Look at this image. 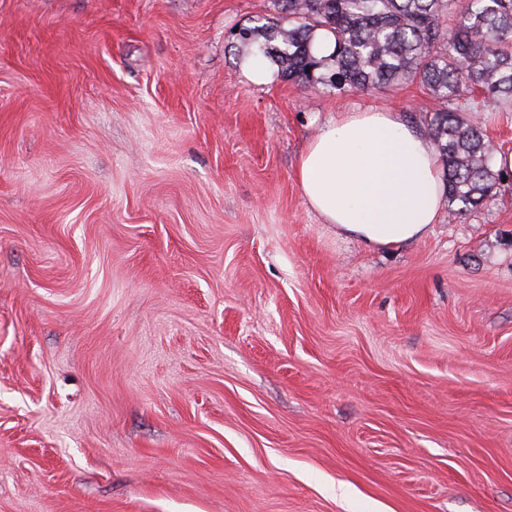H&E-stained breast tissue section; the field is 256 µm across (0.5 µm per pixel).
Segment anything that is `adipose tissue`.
<instances>
[{
  "instance_id": "adipose-tissue-1",
  "label": "adipose tissue",
  "mask_w": 512,
  "mask_h": 512,
  "mask_svg": "<svg viewBox=\"0 0 512 512\" xmlns=\"http://www.w3.org/2000/svg\"><path fill=\"white\" fill-rule=\"evenodd\" d=\"M295 177L324 223L379 249L426 237L444 198L432 140L391 109L356 106L330 117L300 155Z\"/></svg>"
}]
</instances>
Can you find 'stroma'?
Returning <instances> with one entry per match:
<instances>
[{
  "instance_id": "obj_1",
  "label": "stroma",
  "mask_w": 512,
  "mask_h": 512,
  "mask_svg": "<svg viewBox=\"0 0 512 512\" xmlns=\"http://www.w3.org/2000/svg\"><path fill=\"white\" fill-rule=\"evenodd\" d=\"M273 0H0V512H512V174L428 236L295 180L418 84L250 83ZM512 150V105L480 112Z\"/></svg>"
}]
</instances>
